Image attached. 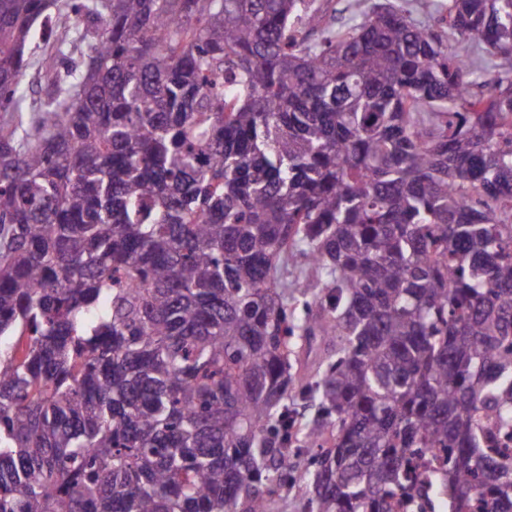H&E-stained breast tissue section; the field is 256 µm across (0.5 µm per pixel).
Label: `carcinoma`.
<instances>
[{"instance_id":"cac0c4a2","label":"carcinoma","mask_w":512,"mask_h":512,"mask_svg":"<svg viewBox=\"0 0 512 512\" xmlns=\"http://www.w3.org/2000/svg\"><path fill=\"white\" fill-rule=\"evenodd\" d=\"M329 9L0 0V512H512V0ZM336 3V25L353 24L360 16L369 10L372 4L388 3L395 9L410 16L417 22L433 23L436 11L441 10L448 0H432L430 12L423 6L424 0H333ZM294 342V353L290 356L291 374L298 377L304 372L314 373L324 369L330 344L319 337L310 342L303 339H294ZM304 488L288 474V485H284L280 496L273 503L271 512H308Z\"/></svg>"}]
</instances>
